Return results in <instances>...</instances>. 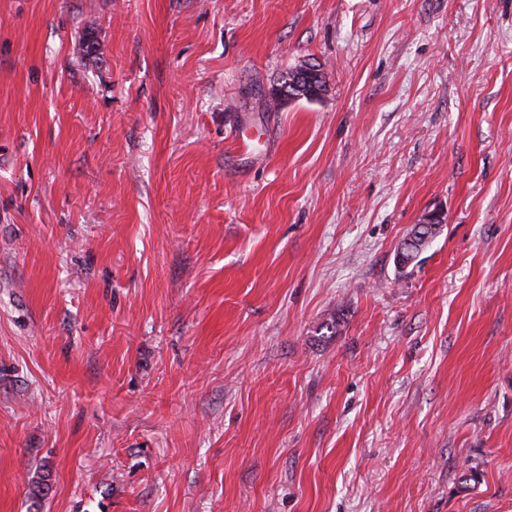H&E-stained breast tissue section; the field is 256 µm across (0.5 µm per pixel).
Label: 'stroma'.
Wrapping results in <instances>:
<instances>
[{
	"mask_svg": "<svg viewBox=\"0 0 512 512\" xmlns=\"http://www.w3.org/2000/svg\"><path fill=\"white\" fill-rule=\"evenodd\" d=\"M0 512H512V0H0ZM76 53L85 59L92 58L93 60H100L101 43L97 37L96 28L93 24L87 26L86 32L78 40L75 45ZM295 69V68H294ZM291 72L279 82V86L272 89L275 100L305 99L307 101L320 98L321 91H325V80L320 69L316 71ZM443 224L442 220H427L425 216L419 224H415L408 237L411 241L406 242L405 238L402 242L405 244L404 248H400V245L396 249L394 262L397 269L403 272L405 268L418 256L419 253L424 251L431 241L438 233V229ZM417 227H420L417 229Z\"/></svg>",
	"mask_w": 512,
	"mask_h": 512,
	"instance_id": "obj_1",
	"label": "stroma"
}]
</instances>
